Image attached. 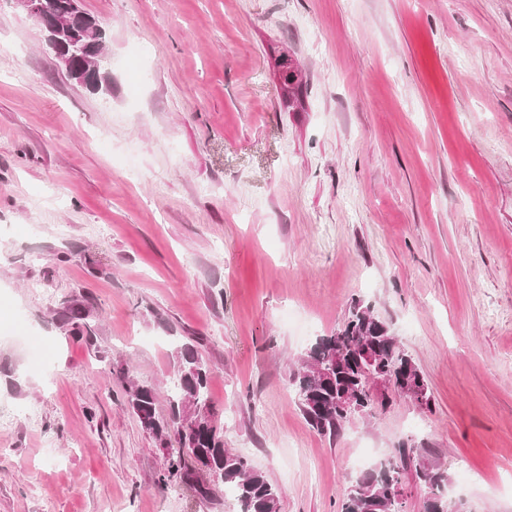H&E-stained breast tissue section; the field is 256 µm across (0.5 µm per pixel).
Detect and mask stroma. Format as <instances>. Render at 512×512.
<instances>
[{"label":"stroma","instance_id":"obj_1","mask_svg":"<svg viewBox=\"0 0 512 512\" xmlns=\"http://www.w3.org/2000/svg\"><path fill=\"white\" fill-rule=\"evenodd\" d=\"M105 27L91 93L0 0V512H239L160 487L196 338L224 446L339 512L406 445L472 512H512V0H81ZM295 59L300 103L277 62ZM136 164L130 175L128 164ZM82 301L94 342L59 328ZM388 322L431 410L392 395L337 435L287 378L354 301Z\"/></svg>","mask_w":512,"mask_h":512}]
</instances>
